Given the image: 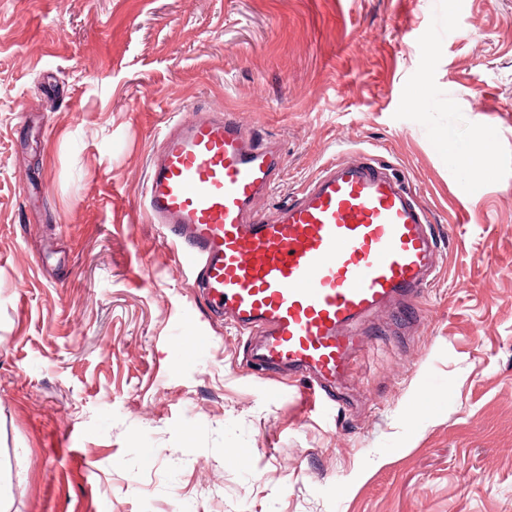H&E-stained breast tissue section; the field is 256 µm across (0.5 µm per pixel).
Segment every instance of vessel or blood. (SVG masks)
Here are the masks:
<instances>
[{
	"label": "vessel or blood",
	"mask_w": 512,
	"mask_h": 512,
	"mask_svg": "<svg viewBox=\"0 0 512 512\" xmlns=\"http://www.w3.org/2000/svg\"><path fill=\"white\" fill-rule=\"evenodd\" d=\"M280 150L228 110H200L159 135L141 207L175 260L197 272L209 311L253 336L252 367L303 380L328 407L381 309L420 311L443 265L431 216L373 153L327 164L274 213Z\"/></svg>",
	"instance_id": "obj_1"
}]
</instances>
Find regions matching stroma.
<instances>
[{"mask_svg":"<svg viewBox=\"0 0 512 512\" xmlns=\"http://www.w3.org/2000/svg\"><path fill=\"white\" fill-rule=\"evenodd\" d=\"M199 107L278 143L260 211L362 151L428 207L444 265L355 409L257 380L143 215ZM0 479L7 512H512V0H0Z\"/></svg>","mask_w":512,"mask_h":512,"instance_id":"stroma-1","label":"stroma"}]
</instances>
